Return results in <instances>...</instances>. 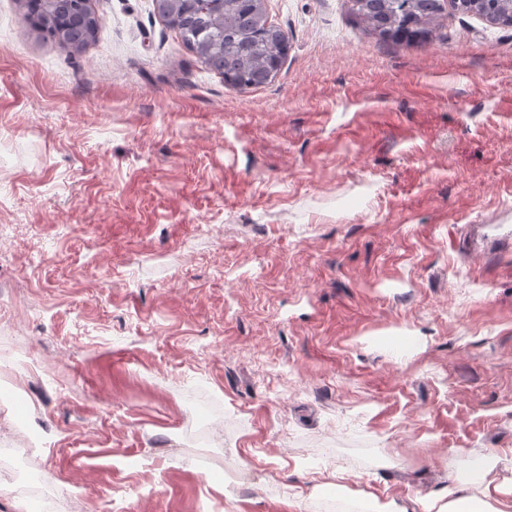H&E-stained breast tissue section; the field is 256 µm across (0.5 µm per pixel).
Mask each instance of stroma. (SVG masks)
<instances>
[{"instance_id": "obj_1", "label": "stroma", "mask_w": 512, "mask_h": 512, "mask_svg": "<svg viewBox=\"0 0 512 512\" xmlns=\"http://www.w3.org/2000/svg\"><path fill=\"white\" fill-rule=\"evenodd\" d=\"M0 0V431L69 512H423L512 470V28L264 0L268 85L155 0ZM36 360L34 370L18 360ZM75 0H16L21 14L29 20L30 16L37 13L41 19L38 27L42 34L52 40L58 41L81 51L87 44L94 40L99 27L100 18L92 9V15L84 13ZM46 31L58 37L49 36Z\"/></svg>"}]
</instances>
